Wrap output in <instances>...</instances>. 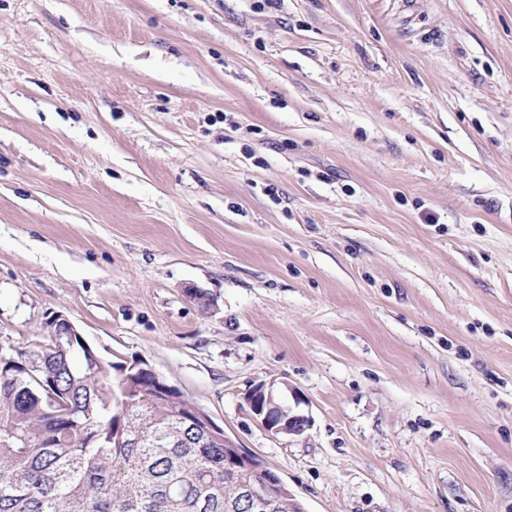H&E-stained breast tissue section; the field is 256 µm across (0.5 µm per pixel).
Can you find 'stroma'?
<instances>
[{
	"instance_id": "35a3bbf8",
	"label": "stroma",
	"mask_w": 512,
	"mask_h": 512,
	"mask_svg": "<svg viewBox=\"0 0 512 512\" xmlns=\"http://www.w3.org/2000/svg\"><path fill=\"white\" fill-rule=\"evenodd\" d=\"M57 313L305 512H512V0H0V337ZM252 415L273 435L300 436L310 426L311 419L293 412L270 388L255 386L245 398Z\"/></svg>"
}]
</instances>
